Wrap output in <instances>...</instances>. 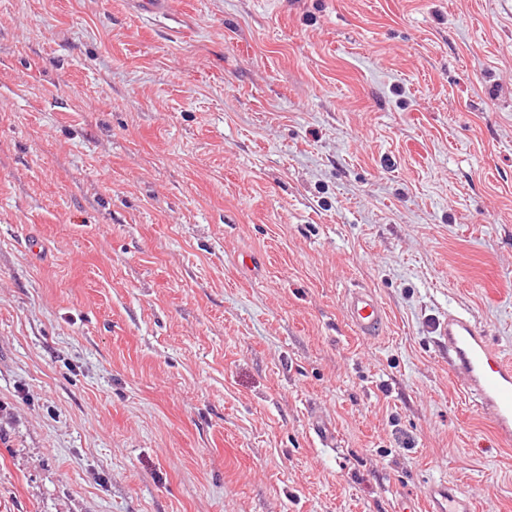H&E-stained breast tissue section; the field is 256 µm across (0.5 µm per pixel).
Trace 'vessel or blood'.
Returning <instances> with one entry per match:
<instances>
[{"label": "vessel or blood", "mask_w": 512, "mask_h": 512, "mask_svg": "<svg viewBox=\"0 0 512 512\" xmlns=\"http://www.w3.org/2000/svg\"><path fill=\"white\" fill-rule=\"evenodd\" d=\"M345 314L356 333L380 335L386 324L383 304L373 291H351ZM436 331L448 342V366L465 381L468 396L492 414L494 429L504 444H512V359L494 348L484 331L468 315L452 310ZM424 512H474L472 502L444 483L430 484Z\"/></svg>", "instance_id": "obj_1"}]
</instances>
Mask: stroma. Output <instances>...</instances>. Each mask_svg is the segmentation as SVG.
Listing matches in <instances>:
<instances>
[{
    "mask_svg": "<svg viewBox=\"0 0 512 512\" xmlns=\"http://www.w3.org/2000/svg\"><path fill=\"white\" fill-rule=\"evenodd\" d=\"M452 309L512 358V0H0V512H512ZM345 314L359 336H379L386 324L383 304L372 290L351 291L344 302ZM424 512H473L472 502L446 483H432L425 493Z\"/></svg>",
    "mask_w": 512,
    "mask_h": 512,
    "instance_id": "35a3bbf8",
    "label": "stroma"
}]
</instances>
